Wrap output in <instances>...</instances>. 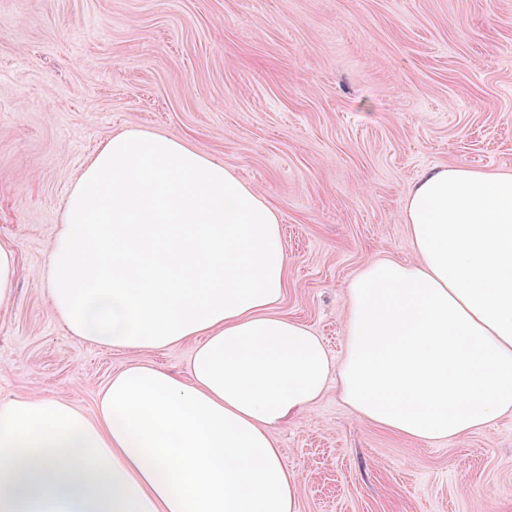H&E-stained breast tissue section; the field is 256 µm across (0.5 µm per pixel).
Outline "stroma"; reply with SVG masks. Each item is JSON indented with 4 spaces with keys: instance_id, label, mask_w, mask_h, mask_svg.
<instances>
[{
    "instance_id": "35a3bbf8",
    "label": "stroma",
    "mask_w": 512,
    "mask_h": 512,
    "mask_svg": "<svg viewBox=\"0 0 512 512\" xmlns=\"http://www.w3.org/2000/svg\"><path fill=\"white\" fill-rule=\"evenodd\" d=\"M184 140L278 215L279 314L345 351L348 286L410 260L402 202L425 170H512V0H0V401L93 411L144 362L186 376L195 347L129 351L73 335L46 262L67 195L126 128ZM297 512H512V416L409 440L335 384L277 433ZM17 267L15 249L10 245L0 244V308L9 306L13 301Z\"/></svg>"
}]
</instances>
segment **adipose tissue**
Segmentation results:
<instances>
[{
	"mask_svg": "<svg viewBox=\"0 0 512 512\" xmlns=\"http://www.w3.org/2000/svg\"><path fill=\"white\" fill-rule=\"evenodd\" d=\"M414 258L350 282L345 353L275 314L288 257L270 203L182 140L113 134L69 192L48 296L75 336L197 346L187 377L135 363L93 414L0 402V512H297L276 430L335 380L414 440L512 415V172L425 171L403 201Z\"/></svg>",
	"mask_w": 512,
	"mask_h": 512,
	"instance_id": "adipose-tissue-1",
	"label": "adipose tissue"
}]
</instances>
